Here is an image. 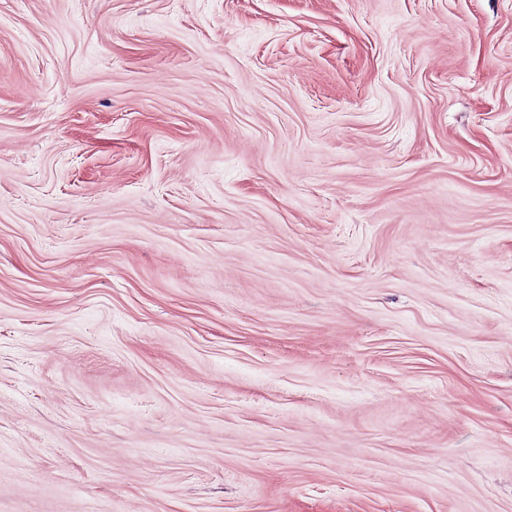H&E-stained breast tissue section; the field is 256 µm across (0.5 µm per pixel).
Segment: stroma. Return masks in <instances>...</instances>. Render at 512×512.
Instances as JSON below:
<instances>
[{
    "label": "stroma",
    "mask_w": 512,
    "mask_h": 512,
    "mask_svg": "<svg viewBox=\"0 0 512 512\" xmlns=\"http://www.w3.org/2000/svg\"><path fill=\"white\" fill-rule=\"evenodd\" d=\"M0 512H512V0H0Z\"/></svg>",
    "instance_id": "35a3bbf8"
}]
</instances>
